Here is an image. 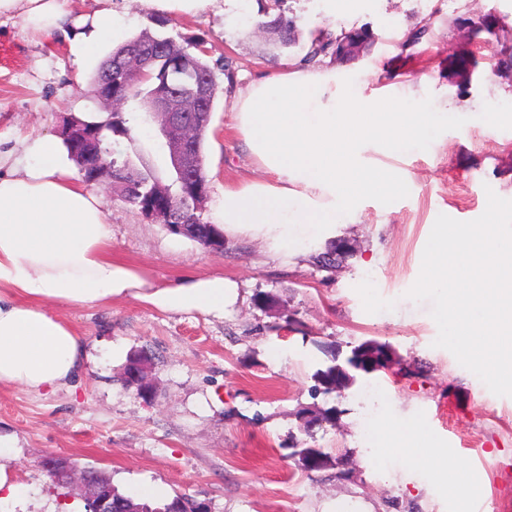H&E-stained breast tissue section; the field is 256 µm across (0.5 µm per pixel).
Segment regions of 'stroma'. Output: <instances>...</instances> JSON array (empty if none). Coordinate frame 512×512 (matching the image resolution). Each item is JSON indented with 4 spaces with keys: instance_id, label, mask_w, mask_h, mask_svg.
<instances>
[{
    "instance_id": "35a3bbf8",
    "label": "stroma",
    "mask_w": 512,
    "mask_h": 512,
    "mask_svg": "<svg viewBox=\"0 0 512 512\" xmlns=\"http://www.w3.org/2000/svg\"><path fill=\"white\" fill-rule=\"evenodd\" d=\"M127 6L114 38L83 57L60 37L27 30L20 18H0V143L58 135L71 115L107 117L110 107L93 102L89 80L116 45L139 34L204 40L210 60L229 58L243 88L258 73L301 57L320 21L372 30L374 43L341 63L355 81L379 88L396 71L449 97L488 105L496 116L436 114L439 137L409 146L396 162L409 175L406 191L388 203L363 200L356 216L314 233L304 256L287 264L272 260L256 238L228 237L223 250L205 248L146 219L109 184L93 185L115 257L156 283L221 274L238 282L240 297L220 319L162 312L134 299L56 306L87 340L92 361L72 387L46 398L0 386V431L18 440L29 512H71L81 501L44 467L57 455L104 472L122 492L149 480L168 494L206 502L211 512H326L338 501L363 512H459L455 486L427 471L394 459L382 468L366 465L373 441L363 422L370 409L426 425L475 487L471 512H512V397L493 394L451 352L434 347L430 303L406 296L438 215L472 221L485 211L488 192L512 191V98L493 90L505 80L499 58L492 47L463 38L456 24L487 13L511 23L512 0H355L337 15L330 0H281L300 41L281 53L272 51L274 36L250 0L231 14L203 11L163 26L137 0ZM419 28L426 31L423 49L404 54L403 43ZM472 57L479 66L464 89L454 62ZM230 103L218 90L204 147L206 224L225 183L253 171L232 130ZM333 245L343 249L338 265L318 268L315 256ZM262 293L274 295L277 307H260ZM288 320L301 323V331L286 330ZM369 340L392 349L389 368L357 375L336 393H314L318 369ZM141 350L154 362L156 397L149 403L122 381L128 356ZM305 407L335 416L308 433L298 416ZM296 442L324 449L340 467L299 471L290 450Z\"/></svg>"
}]
</instances>
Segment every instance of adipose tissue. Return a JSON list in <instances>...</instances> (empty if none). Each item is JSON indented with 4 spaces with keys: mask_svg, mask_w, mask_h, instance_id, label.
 Masks as SVG:
<instances>
[{
    "mask_svg": "<svg viewBox=\"0 0 512 512\" xmlns=\"http://www.w3.org/2000/svg\"><path fill=\"white\" fill-rule=\"evenodd\" d=\"M241 0H139L160 15L209 9L226 13ZM125 0H102L89 23L71 25L62 0H0V17L20 18L34 33L59 35L71 53L90 52L124 15ZM235 130L243 138L257 178L224 188L214 222L229 237L265 240L283 260L300 254L315 230L355 215L360 201L389 202L408 177L373 166L367 153L401 154L434 139L438 127L426 105L403 111L399 98L368 84L349 88L336 79L331 58L317 65L291 61L260 75L232 96ZM72 161L60 140L45 135L0 150V385L39 396L69 386L84 367V338L53 305L86 307L126 298L166 312L223 318L238 299L237 282L221 275L186 276L157 284L115 258L98 197L69 178ZM378 443L367 462L395 456L452 482L462 498L471 490L462 470L449 467L421 422H375ZM15 436L0 433V502L25 505V485L15 479Z\"/></svg>",
    "mask_w": 512,
    "mask_h": 512,
    "instance_id": "ef3b65f1",
    "label": "adipose tissue"
}]
</instances>
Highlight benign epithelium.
I'll use <instances>...</instances> for the list:
<instances>
[{"instance_id": "benign-epithelium-1", "label": "benign epithelium", "mask_w": 512, "mask_h": 512, "mask_svg": "<svg viewBox=\"0 0 512 512\" xmlns=\"http://www.w3.org/2000/svg\"><path fill=\"white\" fill-rule=\"evenodd\" d=\"M167 54L169 50L165 45L149 43L133 50L126 57L113 60L105 71L104 79L95 88L94 95L115 108L119 107L123 101L112 94V72H139L145 56ZM213 96L212 83L207 79H200L186 92L170 89L161 94L155 103L154 111L149 113V120L159 125V131L165 140L171 168L182 176L185 196L192 198L199 209L207 198L208 184L194 178V174L203 165V160L194 144V132L201 126L209 125ZM61 133L73 144L80 168L85 169L89 166L94 168L88 183H98L107 178L122 184L126 190L133 187L132 182L125 179L123 171H116L108 165L100 164L98 158L102 151V142L97 138L96 133L85 130L73 120L63 125ZM169 197L170 189L167 185L155 184L147 193V200L141 203L140 212L151 221L166 225L176 234L195 241L208 242V248L212 250L224 249V246L219 244V240L204 236V232L200 231L195 223L168 207ZM45 465L56 481L80 489L83 497L94 503V512H112V496L107 489L89 482L85 475L72 470L66 460L51 457ZM300 466L309 473L326 468L328 461L317 453L305 452L301 454Z\"/></svg>"}]
</instances>
